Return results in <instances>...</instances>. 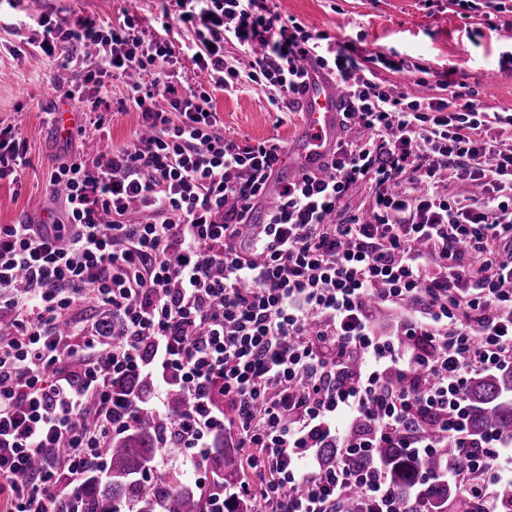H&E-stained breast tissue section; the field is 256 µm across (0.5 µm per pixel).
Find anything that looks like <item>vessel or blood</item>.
Instances as JSON below:
<instances>
[{"mask_svg": "<svg viewBox=\"0 0 512 512\" xmlns=\"http://www.w3.org/2000/svg\"><path fill=\"white\" fill-rule=\"evenodd\" d=\"M304 124L296 151L300 166L315 168L334 148L340 131L342 99L336 85L318 73H310L301 98Z\"/></svg>", "mask_w": 512, "mask_h": 512, "instance_id": "obj_1", "label": "vessel or blood"}]
</instances>
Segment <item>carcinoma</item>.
I'll return each mask as SVG.
<instances>
[{
  "mask_svg": "<svg viewBox=\"0 0 512 512\" xmlns=\"http://www.w3.org/2000/svg\"><path fill=\"white\" fill-rule=\"evenodd\" d=\"M154 386V379L142 373L115 381V392L145 398ZM466 397L470 438L479 440L491 430L512 436V371L473 375ZM193 404L189 394L175 388L169 396L170 416L145 413L130 431L110 441L104 448L109 466L103 475L89 478L81 494V512H156L162 503L168 512H203L205 492L198 486L172 473L161 474L150 486L139 480L143 469L156 460L159 433ZM214 444L205 458L212 473L208 493L219 494L241 477L242 459L238 449L224 447V435H216ZM453 452L444 448L421 464L402 448H374L367 456L353 458V463L380 464L404 512H468L464 492L439 477L444 458ZM335 460V446L317 449L319 469L332 468Z\"/></svg>",
  "mask_w": 512,
  "mask_h": 512,
  "instance_id": "cac0c4a2",
  "label": "carcinoma"
}]
</instances>
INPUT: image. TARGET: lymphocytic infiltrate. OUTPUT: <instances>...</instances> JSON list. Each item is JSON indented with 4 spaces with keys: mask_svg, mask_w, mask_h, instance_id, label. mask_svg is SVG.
<instances>
[{
    "mask_svg": "<svg viewBox=\"0 0 512 512\" xmlns=\"http://www.w3.org/2000/svg\"><path fill=\"white\" fill-rule=\"evenodd\" d=\"M163 29L141 19H43L37 46L103 88L121 78L139 128L129 143L61 162L53 223L0 224V504L5 512H78L102 447L140 412L166 414L168 388L194 405L170 436L195 468L221 432L260 448L276 473L209 496L205 512H401L380 467H352L374 448L417 460L455 448L441 476L476 512H499L512 485V438H467L475 373L512 368V142L492 136L484 105L441 81V96L379 82L358 47L272 13L268 0H170ZM244 49L228 64L224 45ZM97 47L86 58V43ZM191 56L204 74L183 86ZM343 92L339 140L317 170L266 190L280 139L226 136L212 93L241 83L291 111L309 70ZM28 164L24 139L0 129V181ZM479 186L448 194L449 180ZM369 186L368 211L346 206ZM261 223L251 217L258 206ZM139 220H131V213ZM110 309L123 339L78 330L87 300ZM154 376L149 398L116 396L118 378ZM365 434L353 435L358 423ZM339 450L334 469L311 464Z\"/></svg>",
    "mask_w": 512,
    "mask_h": 512,
    "instance_id": "f902f5d3",
    "label": "lymphocytic infiltrate"
}]
</instances>
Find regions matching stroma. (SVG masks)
<instances>
[{
    "label": "stroma",
    "mask_w": 512,
    "mask_h": 512,
    "mask_svg": "<svg viewBox=\"0 0 512 512\" xmlns=\"http://www.w3.org/2000/svg\"><path fill=\"white\" fill-rule=\"evenodd\" d=\"M165 0H0V126L18 129L28 145L29 164L18 183L0 182V224L38 221L41 212L60 211L63 199L49 179L57 165L74 154L96 157L104 142L130 141L139 119L127 101V87L106 79L99 94L84 102L60 98L52 78L58 61L32 44L40 19L145 18L147 35L159 36ZM272 12L294 18L330 42H354L366 56H379L376 74L386 85L410 88L414 73L396 71L412 62L428 71L426 94L450 79L458 91L475 92L494 111L512 109V13H490L485 0H270ZM215 106L227 136L281 139L293 148L303 121L301 110L281 112L258 90L216 92ZM67 108L77 130L59 137L49 112Z\"/></svg>",
    "instance_id": "stroma-1"
}]
</instances>
